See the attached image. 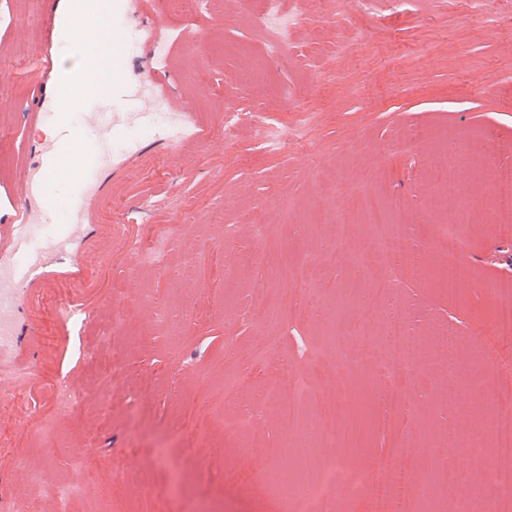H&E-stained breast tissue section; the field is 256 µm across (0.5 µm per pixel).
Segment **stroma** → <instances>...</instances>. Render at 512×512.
<instances>
[{
    "mask_svg": "<svg viewBox=\"0 0 512 512\" xmlns=\"http://www.w3.org/2000/svg\"><path fill=\"white\" fill-rule=\"evenodd\" d=\"M79 2L0 0V173L11 172L22 144L44 138L26 115L56 111L59 84L42 80L37 63L62 58L59 19ZM304 2L292 45L277 57L246 22L245 0H121L113 13L123 32L147 24L167 37L169 60L155 68L128 40L113 58L120 85L111 104L94 106L112 114L101 144L112 168L80 254L83 285L28 289L15 314L26 334L0 363V480L25 512H55L47 489L62 479L85 487L71 512H138L144 503L151 512H274L258 481L302 459L310 484L335 468L338 485L325 491L335 512H375L401 449L416 478L443 463L469 486L498 468L496 301L480 284L512 275V242L486 220L493 169L512 164V0H496L488 15L465 0H373L347 17L332 0ZM354 25L366 42L341 50ZM129 92L165 113L191 111L194 127L176 144L157 140ZM294 102L305 112L291 111ZM228 109L243 121L226 126ZM299 123L302 140L278 151L255 134L260 124ZM461 138L469 153L451 156ZM439 165L451 184L430 179ZM366 197L389 206L392 231L408 238L422 270L393 282L416 337L400 391L380 342L387 306L376 284L389 270L365 222ZM407 211L417 223H399ZM454 217L465 221L459 236L438 241ZM258 224L267 227L261 239ZM342 224L346 262L335 268L322 243ZM164 225L176 228L171 265L196 266L186 278L138 267L136 248ZM283 258L297 277L279 278ZM450 275L452 293L443 286ZM278 293L279 321L264 324L256 304ZM61 299L92 308V319L58 329ZM88 346L96 362L84 359ZM19 366L32 370L21 384ZM450 367L475 383L439 415L434 400L448 390ZM292 370L308 383L305 418L319 432L303 457L287 450L293 433L278 410ZM62 376L81 397L64 414L53 398ZM45 418L56 430L41 439ZM342 425L352 430L343 443ZM90 450L108 465L73 469Z\"/></svg>",
    "mask_w": 512,
    "mask_h": 512,
    "instance_id": "stroma-1",
    "label": "stroma"
}]
</instances>
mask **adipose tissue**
<instances>
[{
  "mask_svg": "<svg viewBox=\"0 0 512 512\" xmlns=\"http://www.w3.org/2000/svg\"><path fill=\"white\" fill-rule=\"evenodd\" d=\"M116 0H82V21L64 27V39L76 49L81 58L100 61V80L109 83L112 79V52L122 41L119 29L105 23V16L117 10Z\"/></svg>",
  "mask_w": 512,
  "mask_h": 512,
  "instance_id": "obj_1",
  "label": "adipose tissue"
}]
</instances>
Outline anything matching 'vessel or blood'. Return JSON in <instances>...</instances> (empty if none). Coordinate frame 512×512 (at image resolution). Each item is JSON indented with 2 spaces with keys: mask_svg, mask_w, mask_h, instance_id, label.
Wrapping results in <instances>:
<instances>
[{
  "mask_svg": "<svg viewBox=\"0 0 512 512\" xmlns=\"http://www.w3.org/2000/svg\"><path fill=\"white\" fill-rule=\"evenodd\" d=\"M50 118L59 125L58 136L35 149L30 160L22 163L10 178L0 177V214L5 213L10 217L9 223L0 224V272H7V285L11 288H30L48 276L50 262H69L78 251L76 229L63 226L51 239L45 252L30 254V231L34 220L38 217L49 220L51 212L46 185L31 180V172L44 175L57 171L59 157L71 153L77 142H85L87 148L81 163L87 174L76 180L72 198L73 209L82 214L104 168L100 142L112 131L111 113H93L80 133L64 120L61 113H54Z\"/></svg>",
  "mask_w": 512,
  "mask_h": 512,
  "instance_id": "b4317fda",
  "label": "vessel or blood"
}]
</instances>
